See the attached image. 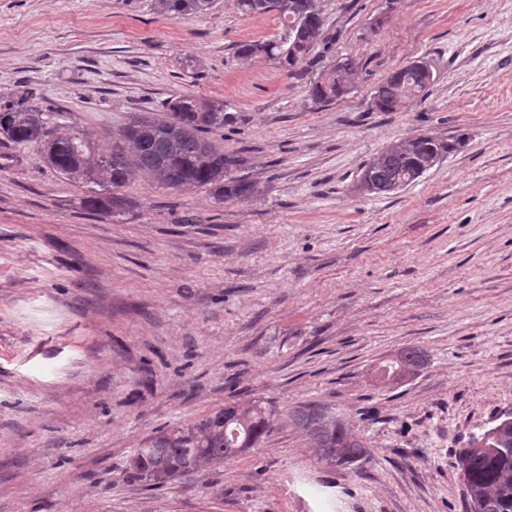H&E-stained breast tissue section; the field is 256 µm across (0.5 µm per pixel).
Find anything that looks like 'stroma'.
<instances>
[{
	"label": "stroma",
	"mask_w": 512,
	"mask_h": 512,
	"mask_svg": "<svg viewBox=\"0 0 512 512\" xmlns=\"http://www.w3.org/2000/svg\"><path fill=\"white\" fill-rule=\"evenodd\" d=\"M343 99L240 43L277 14L153 0H0V97L25 95L98 148L133 113L223 101L213 131L250 199L136 178L115 218L40 146L0 142V512H464L454 452L512 412V0H319ZM425 59L428 97L377 112ZM419 134L453 149L376 196L362 169ZM424 354L386 385L380 362ZM273 403L268 437L160 487L126 461L161 429ZM315 404L365 448L321 462L289 411ZM213 0H155L156 9L166 15L201 14L212 7Z\"/></svg>",
	"instance_id": "stroma-1"
}]
</instances>
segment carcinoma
<instances>
[{
	"label": "carcinoma",
	"instance_id": "cac0c4a2",
	"mask_svg": "<svg viewBox=\"0 0 512 512\" xmlns=\"http://www.w3.org/2000/svg\"><path fill=\"white\" fill-rule=\"evenodd\" d=\"M246 16L277 12L278 33L265 40L239 44L240 57L262 55L289 72L307 63L300 75L309 76L308 95L317 101L344 96L331 67L309 73L317 65L311 52L324 40L327 53L336 36L323 37L324 20L318 0H235ZM213 0H155L166 15L201 14ZM428 87L423 70L396 69L378 86L373 106L379 112H394L402 101L424 94ZM56 116L28 107L21 100H0V135L17 144L44 143L45 159L61 175L82 180L89 193L83 206L93 212L122 217L129 208L118 194L130 180L143 177L167 190L208 187L216 202L247 198L256 184L232 176L240 163L226 156L208 134L234 121V115L219 103L176 96L164 113L141 112L119 133L112 151L99 154L76 130L54 131ZM452 146L421 135L404 138L387 147L365 165L371 171L372 192L384 194L404 188L434 167ZM415 350L401 352L399 360L379 367L382 378L403 377L418 365ZM276 411L255 403L248 408L226 405L202 418L160 430L145 448L129 460V471L140 480L161 485L210 465H218L259 444L272 430ZM296 427L316 446L322 460L336 466L355 463L365 455L349 427L332 412L301 406L289 412ZM458 465L463 475L471 512H512V423L502 424L485 448H461Z\"/></svg>",
	"mask_w": 512,
	"mask_h": 512
}]
</instances>
